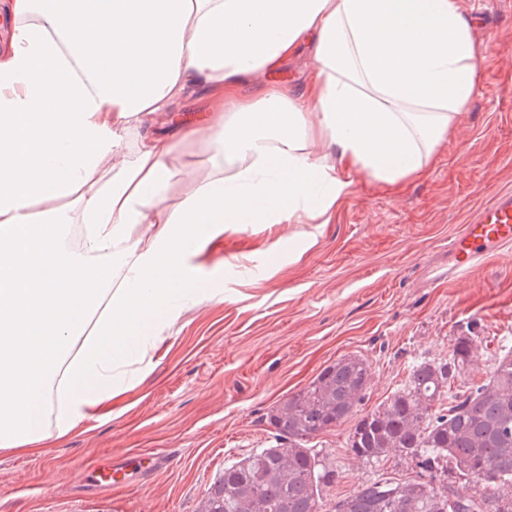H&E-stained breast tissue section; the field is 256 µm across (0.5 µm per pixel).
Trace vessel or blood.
Wrapping results in <instances>:
<instances>
[{"instance_id": "vessel-or-blood-1", "label": "vessel or blood", "mask_w": 512, "mask_h": 512, "mask_svg": "<svg viewBox=\"0 0 512 512\" xmlns=\"http://www.w3.org/2000/svg\"><path fill=\"white\" fill-rule=\"evenodd\" d=\"M509 245H512V192L506 191L480 208L439 257L448 268L449 278L460 279Z\"/></svg>"}]
</instances>
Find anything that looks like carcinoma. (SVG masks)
I'll list each match as a JSON object with an SVG mask.
<instances>
[{
	"mask_svg": "<svg viewBox=\"0 0 512 512\" xmlns=\"http://www.w3.org/2000/svg\"><path fill=\"white\" fill-rule=\"evenodd\" d=\"M480 343L457 336L448 355L413 363L347 436V451L372 470L391 461L417 476L381 474L327 497L336 458L308 443L353 416L371 384L367 360L344 355L267 414L273 442L225 465L197 512H512V349L478 380Z\"/></svg>",
	"mask_w": 512,
	"mask_h": 512,
	"instance_id": "carcinoma-1",
	"label": "carcinoma"
}]
</instances>
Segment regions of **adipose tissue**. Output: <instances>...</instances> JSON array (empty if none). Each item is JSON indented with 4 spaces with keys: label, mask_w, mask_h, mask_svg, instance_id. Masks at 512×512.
Returning a JSON list of instances; mask_svg holds the SVG:
<instances>
[{
    "label": "adipose tissue",
    "mask_w": 512,
    "mask_h": 512,
    "mask_svg": "<svg viewBox=\"0 0 512 512\" xmlns=\"http://www.w3.org/2000/svg\"><path fill=\"white\" fill-rule=\"evenodd\" d=\"M8 14L0 451L47 452L103 416L165 328L223 303L201 258L224 233L329 220L359 175L391 190L421 176L482 78L462 0H9ZM304 50L296 89L279 75ZM200 89L201 119L143 133ZM187 147L206 160L174 204Z\"/></svg>",
    "instance_id": "obj_1"
}]
</instances>
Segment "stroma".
<instances>
[{"mask_svg": "<svg viewBox=\"0 0 512 512\" xmlns=\"http://www.w3.org/2000/svg\"><path fill=\"white\" fill-rule=\"evenodd\" d=\"M483 77L429 170L394 194L360 177L326 224H245L204 258L224 292L165 333L154 365L45 454L0 452V512H195L217 473L270 439L265 417L348 354L370 364L369 411L408 365L447 354L466 329L512 348V247L464 280L423 275L430 256L501 191H512V0H464ZM344 421L315 438L341 471V496L370 477ZM173 457L139 466L146 452ZM128 465L119 486L95 481Z\"/></svg>", "mask_w": 512, "mask_h": 512, "instance_id": "35a3bbf8", "label": "stroma"}]
</instances>
